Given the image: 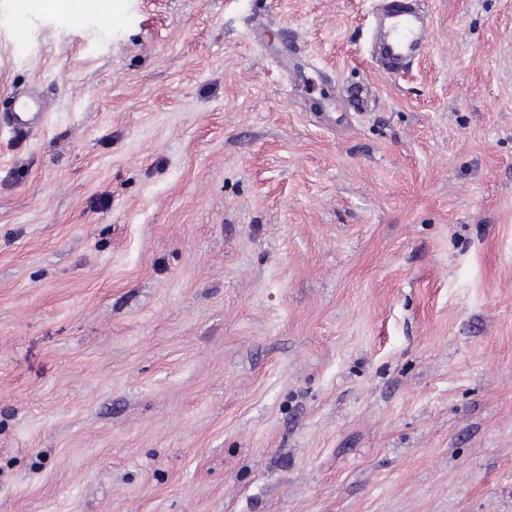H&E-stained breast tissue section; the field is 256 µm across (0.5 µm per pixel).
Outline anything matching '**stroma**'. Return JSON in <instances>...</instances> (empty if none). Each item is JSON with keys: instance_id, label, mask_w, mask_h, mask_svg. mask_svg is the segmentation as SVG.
Wrapping results in <instances>:
<instances>
[{"instance_id": "obj_1", "label": "stroma", "mask_w": 512, "mask_h": 512, "mask_svg": "<svg viewBox=\"0 0 512 512\" xmlns=\"http://www.w3.org/2000/svg\"><path fill=\"white\" fill-rule=\"evenodd\" d=\"M109 3L0 0V512H512V0ZM371 4L375 56L384 70L399 73L425 50L431 28L427 1L373 0ZM13 112L7 124L13 138L26 135L38 117L40 110L39 98L28 92L12 94Z\"/></svg>"}]
</instances>
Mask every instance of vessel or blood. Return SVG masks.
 I'll use <instances>...</instances> for the list:
<instances>
[{"mask_svg": "<svg viewBox=\"0 0 512 512\" xmlns=\"http://www.w3.org/2000/svg\"><path fill=\"white\" fill-rule=\"evenodd\" d=\"M427 0H372L370 25L376 34L375 56L384 70L397 73L423 54L431 28ZM8 126L13 136L28 133L40 101L28 92L13 94Z\"/></svg>", "mask_w": 512, "mask_h": 512, "instance_id": "obj_1", "label": "vessel or blood"}]
</instances>
